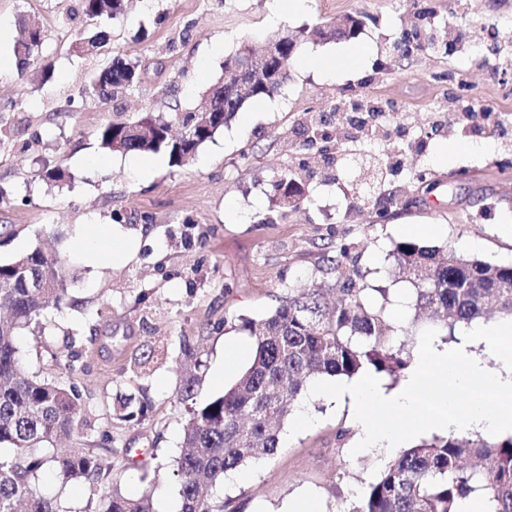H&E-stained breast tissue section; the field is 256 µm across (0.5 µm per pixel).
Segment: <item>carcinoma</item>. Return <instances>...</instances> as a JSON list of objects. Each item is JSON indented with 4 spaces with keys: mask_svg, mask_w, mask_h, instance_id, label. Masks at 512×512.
I'll return each instance as SVG.
<instances>
[{
    "mask_svg": "<svg viewBox=\"0 0 512 512\" xmlns=\"http://www.w3.org/2000/svg\"><path fill=\"white\" fill-rule=\"evenodd\" d=\"M88 25L79 40L92 46L109 41L103 18L124 12V0H79ZM432 8L414 11L417 25L409 38L413 49L430 50L436 37L429 18ZM42 44V30L33 24L14 45L26 63ZM238 59L232 53L222 76L196 109L169 115L140 112L103 124L99 133L108 152L150 153L164 150L178 166L189 163L198 149L228 125L244 104L273 90L253 87L224 93ZM141 80L139 63L115 57L79 94L105 101L127 96ZM284 206H297L303 190L295 176L281 179ZM346 249L330 259L336 272L332 283L303 288L280 301L260 324L242 327L255 338L249 366L224 393L206 402L194 400L196 378L184 382L180 403L187 414L181 451L174 459L180 512H237L230 502L204 495L254 459L275 454L285 421L306 383L316 377L351 378L366 370L394 374L409 366L404 345H395L387 311L367 298L357 278L340 271ZM392 257L399 278L413 286L417 313L430 319L440 315L443 328L454 331L490 312L512 317V266L493 265L458 256L453 248L429 247L416 240L395 245ZM40 281L52 288L43 292ZM70 277L60 260L35 247L0 264V512H67L61 502L42 494L39 476L56 472L64 483L95 490L112 473V449L97 453L88 448L58 452L50 447L58 437L70 436L90 425L75 385L38 378L27 372L17 346L19 334L38 322L45 307L70 301ZM132 399L120 401L118 418L146 416L150 403L131 409ZM486 498L491 512H512V436L507 438L436 437L399 450L364 487L347 512H462V502ZM84 512H153L151 494L142 490L130 497L114 491L99 503L88 500Z\"/></svg>",
    "mask_w": 512,
    "mask_h": 512,
    "instance_id": "1",
    "label": "carcinoma"
}]
</instances>
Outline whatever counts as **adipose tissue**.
Here are the masks:
<instances>
[{"label": "adipose tissue", "mask_w": 512, "mask_h": 512, "mask_svg": "<svg viewBox=\"0 0 512 512\" xmlns=\"http://www.w3.org/2000/svg\"><path fill=\"white\" fill-rule=\"evenodd\" d=\"M470 338L492 346L495 367L466 345L450 352L429 344L417 351L396 389L365 377L350 384L319 380L312 392L349 404L360 425V447L387 454L418 429L502 434L512 430V323L474 326Z\"/></svg>", "instance_id": "1"}]
</instances>
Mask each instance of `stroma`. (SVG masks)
I'll list each match as a JSON object with an SVG mask.
<instances>
[{
  "instance_id": "stroma-1",
  "label": "stroma",
  "mask_w": 512,
  "mask_h": 512,
  "mask_svg": "<svg viewBox=\"0 0 512 512\" xmlns=\"http://www.w3.org/2000/svg\"><path fill=\"white\" fill-rule=\"evenodd\" d=\"M274 0H132L124 15L108 21L103 52L77 55L85 26L79 0H0V55L12 57L23 21L34 20L44 41L30 66L0 71V114L15 135L0 152V225L14 234L0 241V262L34 247L52 251L74 274L72 306L48 310L42 327L18 338L31 372L77 384L91 419L80 438L100 448L110 437L112 484L137 495L150 486L155 512H179L173 461L180 452L186 417L177 394L186 377L180 345L190 341L202 361L195 375L197 401L223 394L237 372L217 376L224 339H249L243 320L264 318L289 290L330 280V257L346 248L343 268L369 288L411 296L394 272L396 243L415 238L428 246H451L459 256L512 265V141L495 135V124L512 125V66L490 58L474 63L462 54L421 52L403 64L388 57L411 10L409 0H307L299 14L269 16ZM373 21L352 40L305 39L286 82L271 95L245 104L257 120L235 117L187 165H173L167 152L143 179L130 176L129 155L108 153L99 130L111 105L70 97L114 56L140 59L142 80L127 114L164 112L169 104L196 107L240 44L262 49L274 32L337 21L348 13ZM466 35L494 27L512 40V0H467ZM368 48L362 70L333 78L302 68L308 54L335 58L338 50ZM51 78L38 83L34 72ZM463 78L467 92L448 82ZM390 103L388 125L397 132L359 142L362 154L381 163V181L366 186L353 146L341 139L306 145L301 122L348 99ZM492 109L479 132L463 133L464 103ZM109 161L101 173L97 160ZM59 165L63 182L44 181ZM303 180L305 199L283 210L274 188L286 175ZM94 251L80 248L78 235ZM73 336L79 354L73 367L52 360L47 346ZM397 340L409 352L445 333L408 309ZM151 355L140 375L134 362ZM147 395L144 420H118L122 395ZM309 424L285 422L277 453L244 468L241 480L213 488L242 512H285L308 494L323 512H344L384 461L358 448L359 429L349 405L303 392Z\"/></svg>"
}]
</instances>
